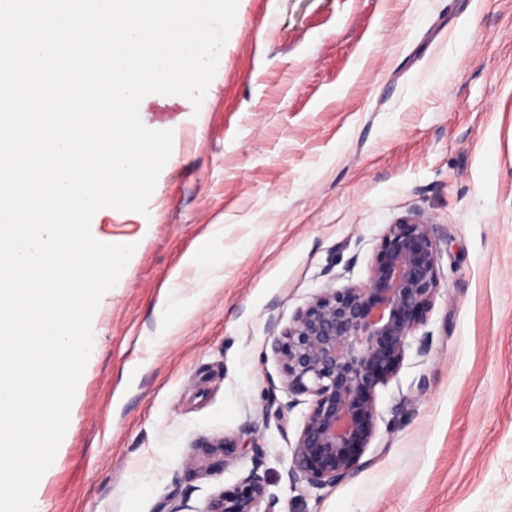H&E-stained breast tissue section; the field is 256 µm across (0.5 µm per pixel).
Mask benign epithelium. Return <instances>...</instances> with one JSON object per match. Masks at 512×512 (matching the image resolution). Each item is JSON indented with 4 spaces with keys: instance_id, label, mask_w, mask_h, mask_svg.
Instances as JSON below:
<instances>
[{
    "instance_id": "1",
    "label": "benign epithelium",
    "mask_w": 512,
    "mask_h": 512,
    "mask_svg": "<svg viewBox=\"0 0 512 512\" xmlns=\"http://www.w3.org/2000/svg\"><path fill=\"white\" fill-rule=\"evenodd\" d=\"M437 268L435 225L414 216L389 224L365 282L321 290L273 337L288 394L312 396L290 480L322 489L357 473L378 426L376 389L397 376L408 338L433 304ZM236 447L228 437L205 445L208 456ZM263 502L264 512H274L256 466L212 496L204 512H259Z\"/></svg>"
}]
</instances>
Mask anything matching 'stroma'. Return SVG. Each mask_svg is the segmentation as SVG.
<instances>
[{
	"instance_id": "1",
	"label": "stroma",
	"mask_w": 512,
	"mask_h": 512,
	"mask_svg": "<svg viewBox=\"0 0 512 512\" xmlns=\"http://www.w3.org/2000/svg\"><path fill=\"white\" fill-rule=\"evenodd\" d=\"M237 15L200 108L140 104L173 133L147 214L91 220L135 260L93 316L40 512H204L257 466L276 512H512V0H239ZM412 215L439 238L430 346L377 388L353 479L289 482L311 398L290 400L274 328L365 282ZM202 248L207 266H186ZM164 299L181 310L168 326ZM223 436L239 448L205 459Z\"/></svg>"
}]
</instances>
